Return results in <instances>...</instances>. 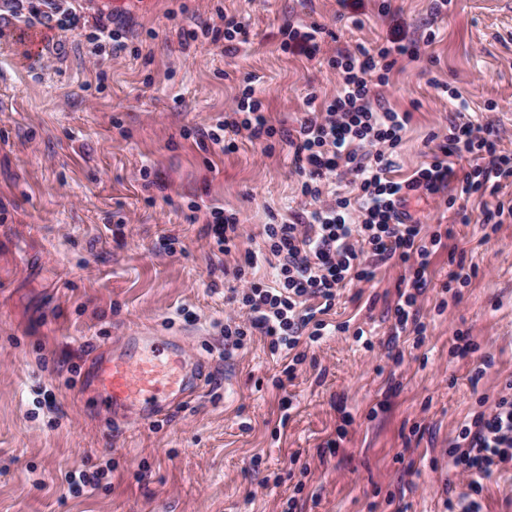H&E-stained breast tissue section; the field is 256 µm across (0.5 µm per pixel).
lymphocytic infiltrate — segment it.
<instances>
[{"label": "lymphocytic infiltrate", "mask_w": 512, "mask_h": 512, "mask_svg": "<svg viewBox=\"0 0 512 512\" xmlns=\"http://www.w3.org/2000/svg\"><path fill=\"white\" fill-rule=\"evenodd\" d=\"M7 6L10 15L26 26H90L96 40L111 43L113 55L126 48L110 18H87L68 0H8ZM414 54L400 38L374 51L362 45L334 51L328 65L336 72L335 94L308 85L306 110L294 129L269 124L248 83L223 120L207 130L211 143L226 151L235 149V139L242 134L253 142L275 137L285 142L302 176L300 193L311 202L294 222L265 225L264 249L247 254L245 263L251 269L275 259V284L266 287L237 273L238 285L229 301L246 308L248 321L239 324L227 317L228 347L242 348L248 336L259 334L268 338L271 353L285 357L300 344L317 343L326 334L323 316L335 306L339 290L369 281L376 262L412 269L413 291L395 305L393 331L422 333L415 292L426 284L429 258L442 237L424 233L421 222L406 209L410 197H438L454 179L464 195L496 192L503 181L512 179V157L498 151L483 126L468 121L451 126L440 157L428 167L402 182L391 178L392 155L409 115L373 105V86L386 84L399 59ZM452 156L470 161L463 177H456L449 166ZM338 174L355 177L356 198L325 199L326 184ZM449 455L467 480L461 512H481L477 497L483 481L512 467V398L500 397L463 425Z\"/></svg>", "instance_id": "obj_1"}]
</instances>
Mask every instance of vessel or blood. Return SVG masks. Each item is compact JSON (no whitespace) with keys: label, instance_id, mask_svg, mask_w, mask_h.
Returning a JSON list of instances; mask_svg holds the SVG:
<instances>
[{"label":"vessel or blood","instance_id":"b4317fda","mask_svg":"<svg viewBox=\"0 0 512 512\" xmlns=\"http://www.w3.org/2000/svg\"><path fill=\"white\" fill-rule=\"evenodd\" d=\"M137 342L149 347V354L117 355L96 365V385L113 410L147 420L195 396L198 361L182 352L177 339L141 336Z\"/></svg>","mask_w":512,"mask_h":512}]
</instances>
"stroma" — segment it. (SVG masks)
I'll list each match as a JSON object with an SVG mask.
<instances>
[{
  "label": "stroma",
  "instance_id": "stroma-1",
  "mask_svg": "<svg viewBox=\"0 0 512 512\" xmlns=\"http://www.w3.org/2000/svg\"><path fill=\"white\" fill-rule=\"evenodd\" d=\"M433 7L348 0L356 28L338 20L337 0L94 2L91 13L111 17L127 45L98 67L89 29L0 15V512H448L465 493L448 448L480 400L505 395L512 379V222L484 221L512 200V181L451 207L442 196L410 199L426 232L443 235L417 297L423 343L393 336L410 275L379 264L342 290L329 315L338 332L279 389L266 338L228 350L224 318L264 226L298 207L300 176L284 142L240 137L225 154L198 136L250 75L269 123L296 127L307 82L336 91L326 50L397 35L420 46L374 90L410 115L394 178L439 156L460 110L492 124L498 150L512 155V0ZM220 11L247 23L233 56L223 39L182 34ZM290 21L325 26L323 54L284 51L279 30ZM217 208L241 223L227 253L206 226ZM457 208L470 223L454 220ZM460 267L472 273L464 285L450 278ZM144 334L180 338L202 379L195 400L149 422L112 412L92 386L96 350L122 354ZM466 340L493 360L483 376L459 354ZM96 471L90 494L66 480Z\"/></svg>",
  "mask_w": 512,
  "mask_h": 512
}]
</instances>
